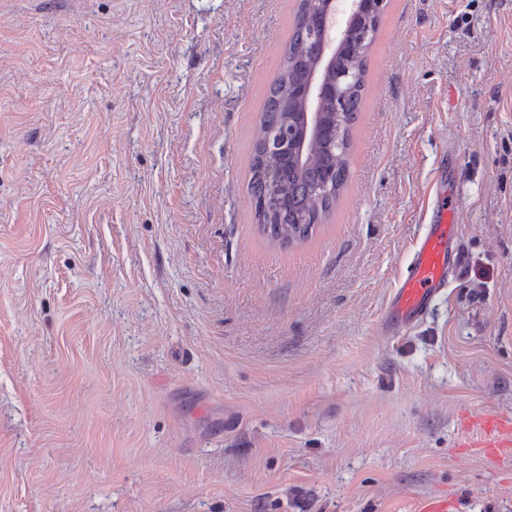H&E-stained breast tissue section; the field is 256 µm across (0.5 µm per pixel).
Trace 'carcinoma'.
Wrapping results in <instances>:
<instances>
[{
  "instance_id": "obj_1",
  "label": "carcinoma",
  "mask_w": 512,
  "mask_h": 512,
  "mask_svg": "<svg viewBox=\"0 0 512 512\" xmlns=\"http://www.w3.org/2000/svg\"><path fill=\"white\" fill-rule=\"evenodd\" d=\"M321 11L320 7L310 9L308 0H299L288 46L269 87L253 141L249 191L255 218L269 238L282 245L308 239L335 209L348 179L352 130L366 85L369 47L354 57L350 48L339 49L336 66L354 64L358 81L346 94L343 107H337L331 98H324L318 112L321 126L332 131L334 137H343L346 150H333L329 142L319 139L303 156L295 149L276 155L266 153L270 134L288 129L299 137L304 134L306 109L303 101L295 96V86L311 74L316 64L309 31Z\"/></svg>"
}]
</instances>
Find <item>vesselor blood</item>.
Listing matches in <instances>:
<instances>
[{"label":"vessel or blood","instance_id":"1","mask_svg":"<svg viewBox=\"0 0 512 512\" xmlns=\"http://www.w3.org/2000/svg\"><path fill=\"white\" fill-rule=\"evenodd\" d=\"M453 220V211L438 209L428 232L417 241L412 260L395 290L389 311L392 326L416 323L446 286L448 273L455 264L450 246L455 231ZM482 425L489 434L480 440V447L490 455L512 456V417L490 413Z\"/></svg>","mask_w":512,"mask_h":512}]
</instances>
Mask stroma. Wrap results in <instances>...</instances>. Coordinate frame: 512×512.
Returning <instances> with one entry per match:
<instances>
[{"label": "stroma", "mask_w": 512, "mask_h": 512, "mask_svg": "<svg viewBox=\"0 0 512 512\" xmlns=\"http://www.w3.org/2000/svg\"><path fill=\"white\" fill-rule=\"evenodd\" d=\"M298 0H0V512H512V0H386L349 177L271 241ZM461 270L379 322L435 207ZM480 426L487 428L489 435L480 441L468 443V448H485L487 454L499 457L512 456V417L489 413Z\"/></svg>", "instance_id": "35a3bbf8"}]
</instances>
